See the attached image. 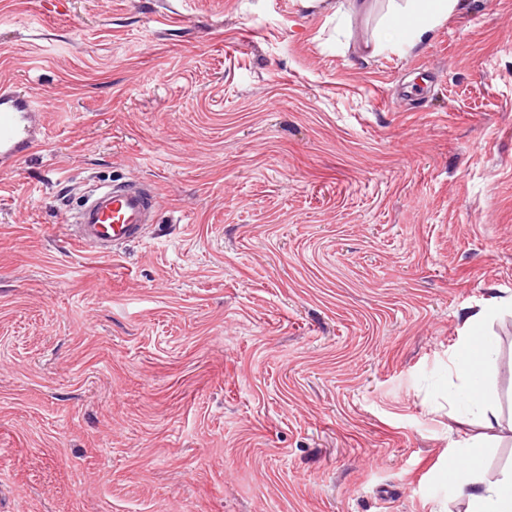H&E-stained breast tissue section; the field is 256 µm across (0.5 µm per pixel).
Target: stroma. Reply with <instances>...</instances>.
I'll return each instance as SVG.
<instances>
[{"label":"stroma","instance_id":"stroma-1","mask_svg":"<svg viewBox=\"0 0 512 512\" xmlns=\"http://www.w3.org/2000/svg\"><path fill=\"white\" fill-rule=\"evenodd\" d=\"M0 0V512H465L512 468V0ZM377 55L365 46L381 33ZM154 183L146 236L61 232ZM486 426L448 402L463 321ZM410 6L407 9L409 20L408 37L411 47L431 38L435 29L448 18L464 0H407ZM36 106L31 97L0 87V167L11 168L28 154L36 142L32 136V118ZM158 197L147 185L135 182L99 184L63 224L66 239L81 249L115 255L123 245L145 237L157 211ZM485 314L470 315L464 320L465 334L461 336L452 357L451 366L461 377L462 385L449 390L448 400L468 412L481 415L487 426H493L496 415L484 398V384L487 366L497 356L494 341L485 335H478L474 328L481 324ZM465 448L460 458L448 461V469L454 479L459 480L466 512H511L512 468L496 481L486 482L482 477L486 446L479 440H472Z\"/></svg>","mask_w":512,"mask_h":512}]
</instances>
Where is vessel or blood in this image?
Returning <instances> with one entry per match:
<instances>
[{
    "label": "vessel or blood",
    "mask_w": 512,
    "mask_h": 512,
    "mask_svg": "<svg viewBox=\"0 0 512 512\" xmlns=\"http://www.w3.org/2000/svg\"><path fill=\"white\" fill-rule=\"evenodd\" d=\"M31 97L0 87V167L11 168L35 145ZM158 197L135 182L99 184L85 193L63 227L66 239L82 249L108 256L123 245L143 239L157 211Z\"/></svg>",
    "instance_id": "b4317fda"
}]
</instances>
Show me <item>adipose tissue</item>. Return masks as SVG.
Here are the masks:
<instances>
[{
	"instance_id": "ef3b65f1",
	"label": "adipose tissue",
	"mask_w": 512,
	"mask_h": 512,
	"mask_svg": "<svg viewBox=\"0 0 512 512\" xmlns=\"http://www.w3.org/2000/svg\"><path fill=\"white\" fill-rule=\"evenodd\" d=\"M409 2L408 37L410 46L414 47L431 38L435 29L461 5L462 0ZM483 319V314L477 313L464 320L466 331L451 360L462 384L449 390L448 400L454 406L482 416L489 424L496 415L485 401L484 384L486 368L496 358L497 347L490 337L476 334L475 328ZM484 457L483 442L473 440L467 443L461 457L448 462V469L458 480L461 495L466 501V512H512V469L503 472L496 481H485L482 477Z\"/></svg>"
}]
</instances>
